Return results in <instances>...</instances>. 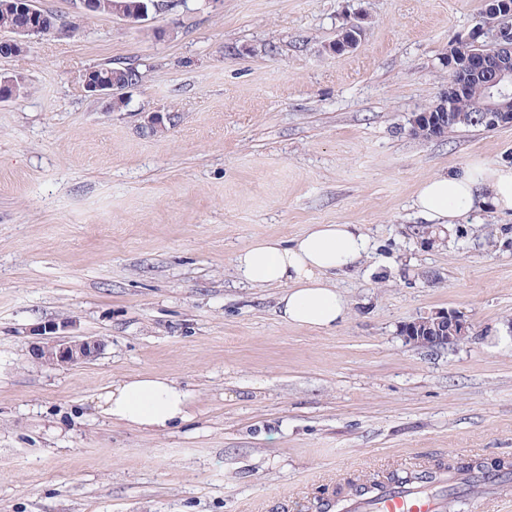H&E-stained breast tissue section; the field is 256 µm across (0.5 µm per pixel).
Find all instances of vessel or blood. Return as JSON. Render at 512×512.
I'll return each mask as SVG.
<instances>
[{
    "instance_id": "1",
    "label": "vessel or blood",
    "mask_w": 512,
    "mask_h": 512,
    "mask_svg": "<svg viewBox=\"0 0 512 512\" xmlns=\"http://www.w3.org/2000/svg\"><path fill=\"white\" fill-rule=\"evenodd\" d=\"M471 481L469 475L452 472L439 477L435 489L419 486L393 488L381 483L377 494L368 497L348 493L329 499L327 512H446L445 488L465 486Z\"/></svg>"
}]
</instances>
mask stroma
Returning a JSON list of instances; mask_svg holds the SVG:
<instances>
[{"mask_svg": "<svg viewBox=\"0 0 512 512\" xmlns=\"http://www.w3.org/2000/svg\"><path fill=\"white\" fill-rule=\"evenodd\" d=\"M35 2L62 30L0 56L29 84L0 102V512H321L353 477L512 462V352L487 341L512 327V216L426 242L413 206L434 174L512 164V125L410 132L480 0H181L141 24ZM359 16L358 45L331 53ZM118 60L143 74L121 112L82 85ZM146 112L178 122L151 135ZM311 224L373 243L336 278L352 315L330 332L286 324L277 288L233 268ZM441 309L470 338L406 345L402 325ZM50 325L105 346L39 363ZM144 373L194 393L169 432L99 412Z\"/></svg>", "mask_w": 512, "mask_h": 512, "instance_id": "stroma-1", "label": "stroma"}]
</instances>
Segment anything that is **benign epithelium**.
Masks as SVG:
<instances>
[{"label":"benign epithelium","instance_id":"7a95c632","mask_svg":"<svg viewBox=\"0 0 512 512\" xmlns=\"http://www.w3.org/2000/svg\"><path fill=\"white\" fill-rule=\"evenodd\" d=\"M23 13L29 20L9 28L10 37L0 40V52L17 55L26 51L28 38L32 35H46L56 25L48 22L45 15L36 8L34 0H25ZM112 11L118 18L133 24L148 19L144 3L127 4L117 0ZM484 26L467 38L454 41L448 51L444 65L453 77L448 88L439 95L431 111L420 112L412 119L416 127L422 126L426 138L444 137L448 125L460 120L453 108V100L465 93L466 73H472L483 81L482 95L478 101L480 120L489 127L497 128L512 124V0H481ZM363 33L360 22L353 20L342 28L338 38L329 45V50L342 53L354 49ZM86 92L113 100L128 96V87L114 80L97 78L91 72L83 76ZM172 114L150 112L143 116L142 128L148 133L165 130L164 123ZM469 323L453 311H434L419 317L401 330L404 342L421 348H437L455 345L469 336ZM102 347L99 339H73L67 336H51L36 344L32 352L42 363L66 366L77 364L96 356Z\"/></svg>","mask_w":512,"mask_h":512}]
</instances>
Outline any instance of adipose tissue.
I'll return each mask as SVG.
<instances>
[{"label": "adipose tissue", "mask_w": 512, "mask_h": 512, "mask_svg": "<svg viewBox=\"0 0 512 512\" xmlns=\"http://www.w3.org/2000/svg\"><path fill=\"white\" fill-rule=\"evenodd\" d=\"M419 215L440 231L477 208L512 214V166L470 163L424 181L415 196ZM370 241L358 224H312L291 244L268 237L233 257L240 281L279 287L277 313L289 325L332 331L351 315L347 298L331 277L363 259ZM192 394L176 380L137 374L115 381L98 397L112 421L162 433L188 419Z\"/></svg>", "instance_id": "adipose-tissue-1"}]
</instances>
